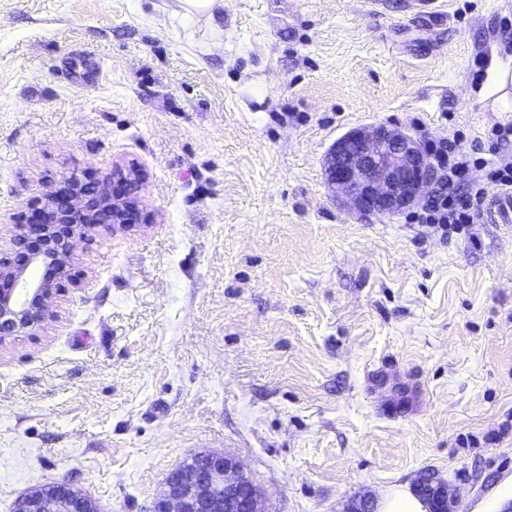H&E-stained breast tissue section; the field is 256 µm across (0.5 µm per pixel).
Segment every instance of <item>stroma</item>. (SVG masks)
Segmentation results:
<instances>
[{
    "instance_id": "obj_1",
    "label": "stroma",
    "mask_w": 512,
    "mask_h": 512,
    "mask_svg": "<svg viewBox=\"0 0 512 512\" xmlns=\"http://www.w3.org/2000/svg\"><path fill=\"white\" fill-rule=\"evenodd\" d=\"M0 0V258L69 172L135 164L143 219L77 249L76 286L0 346V512L67 481L150 512L191 455L268 512L380 504L419 475L456 512L512 481V223L443 237L362 216L330 149L385 123L512 158V0ZM425 483L430 485L431 493L442 510L440 512H453V504L455 502L451 498L447 483L435 474H430L420 476L415 482L414 487L420 488Z\"/></svg>"
}]
</instances>
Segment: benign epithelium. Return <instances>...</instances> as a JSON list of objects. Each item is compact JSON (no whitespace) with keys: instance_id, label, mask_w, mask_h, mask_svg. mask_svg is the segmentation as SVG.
Masks as SVG:
<instances>
[{"instance_id":"7a95c632","label":"benign epithelium","mask_w":512,"mask_h":512,"mask_svg":"<svg viewBox=\"0 0 512 512\" xmlns=\"http://www.w3.org/2000/svg\"><path fill=\"white\" fill-rule=\"evenodd\" d=\"M326 180L344 204L362 214L394 216L416 206L437 180L425 147L407 130L387 124L352 130L325 161ZM141 214L137 169L115 180L86 174L64 177L43 195L42 221L13 225V257L0 259V345L38 336L55 317L58 296L71 280L75 249L94 240L98 228L125 229ZM56 268L52 281L33 279L30 269ZM430 485L442 512H453L447 483L434 474ZM21 512H102L68 483L36 487L23 495ZM152 512H266L262 493L230 454L201 452L169 473Z\"/></svg>"}]
</instances>
